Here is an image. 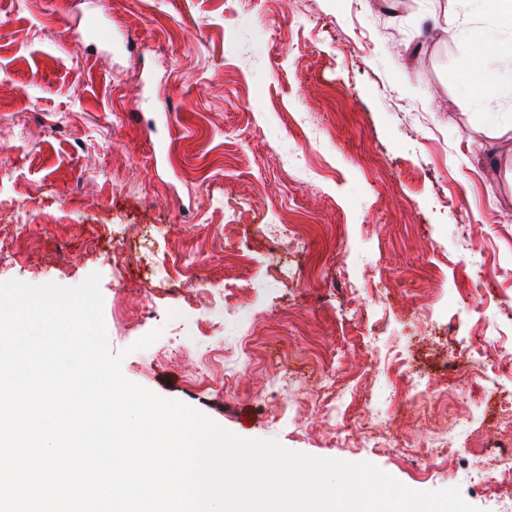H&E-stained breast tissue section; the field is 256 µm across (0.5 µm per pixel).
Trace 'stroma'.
<instances>
[{
	"mask_svg": "<svg viewBox=\"0 0 512 512\" xmlns=\"http://www.w3.org/2000/svg\"><path fill=\"white\" fill-rule=\"evenodd\" d=\"M103 3L101 37L72 39ZM478 34L512 21L485 0H0V241L29 243L0 282L99 273L112 352L161 332L131 381L512 512L490 467L512 428V62L489 63L492 96L466 89ZM408 363L416 405L387 397Z\"/></svg>",
	"mask_w": 512,
	"mask_h": 512,
	"instance_id": "obj_1",
	"label": "stroma"
}]
</instances>
